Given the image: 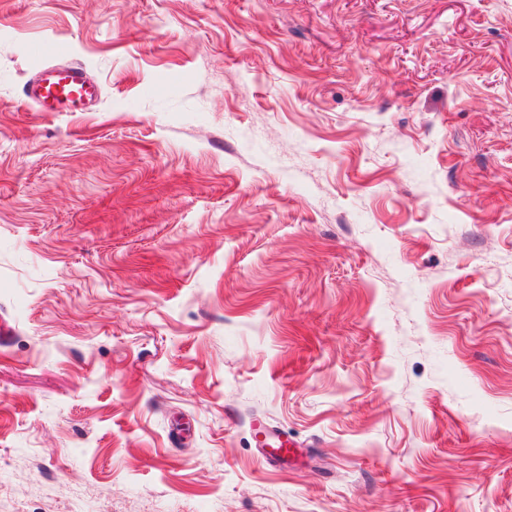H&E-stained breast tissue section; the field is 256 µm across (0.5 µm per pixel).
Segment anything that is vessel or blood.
<instances>
[{
	"instance_id": "1",
	"label": "vessel or blood",
	"mask_w": 512,
	"mask_h": 512,
	"mask_svg": "<svg viewBox=\"0 0 512 512\" xmlns=\"http://www.w3.org/2000/svg\"><path fill=\"white\" fill-rule=\"evenodd\" d=\"M100 94V87L91 81L86 69L78 63L53 65L41 70L26 86V97L43 112H82ZM261 446L269 463L288 458L292 450L287 438L263 431Z\"/></svg>"
}]
</instances>
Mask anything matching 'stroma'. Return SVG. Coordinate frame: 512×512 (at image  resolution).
I'll use <instances>...</instances> for the list:
<instances>
[{
    "label": "stroma",
    "instance_id": "obj_1",
    "mask_svg": "<svg viewBox=\"0 0 512 512\" xmlns=\"http://www.w3.org/2000/svg\"><path fill=\"white\" fill-rule=\"evenodd\" d=\"M0 328V512H512V0H0ZM24 93L43 112H83L87 103L100 95V87L81 64L70 63L44 68ZM262 436L261 446L264 456L269 463H281L282 459L288 458L293 453L294 448H292L288 439L282 435L265 429L262 432Z\"/></svg>",
    "mask_w": 512,
    "mask_h": 512
}]
</instances>
